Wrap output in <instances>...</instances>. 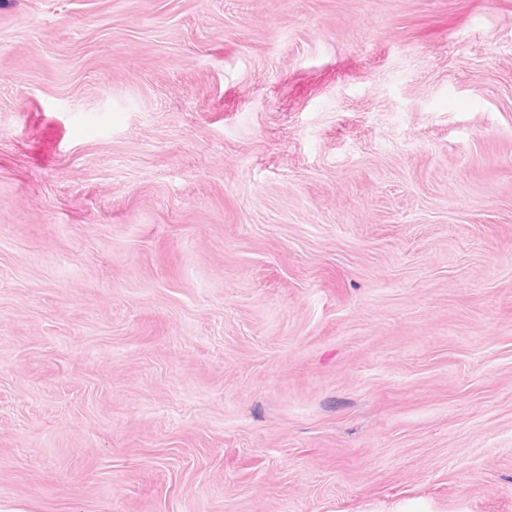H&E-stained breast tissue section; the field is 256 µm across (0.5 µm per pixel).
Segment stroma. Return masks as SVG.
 I'll return each instance as SVG.
<instances>
[{
  "instance_id": "35a3bbf8",
  "label": "stroma",
  "mask_w": 512,
  "mask_h": 512,
  "mask_svg": "<svg viewBox=\"0 0 512 512\" xmlns=\"http://www.w3.org/2000/svg\"><path fill=\"white\" fill-rule=\"evenodd\" d=\"M0 512H512V0H0Z\"/></svg>"
}]
</instances>
